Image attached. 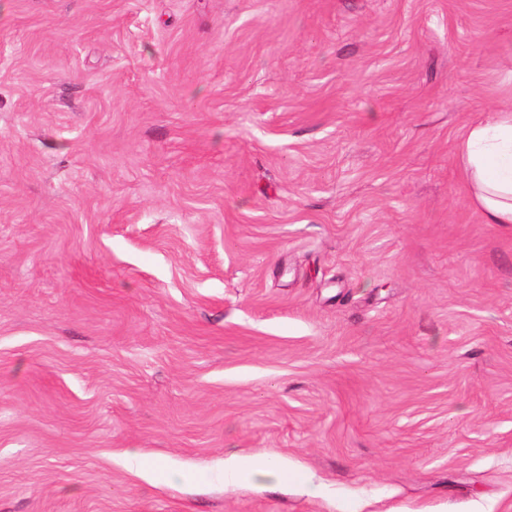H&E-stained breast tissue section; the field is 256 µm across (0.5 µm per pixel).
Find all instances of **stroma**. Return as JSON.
Wrapping results in <instances>:
<instances>
[{"label": "stroma", "mask_w": 512, "mask_h": 512, "mask_svg": "<svg viewBox=\"0 0 512 512\" xmlns=\"http://www.w3.org/2000/svg\"><path fill=\"white\" fill-rule=\"evenodd\" d=\"M510 102L512 0H0V512H512ZM457 160L484 223L512 225V107L471 124L459 140Z\"/></svg>", "instance_id": "1"}]
</instances>
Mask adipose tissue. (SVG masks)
Masks as SVG:
<instances>
[{
	"label": "adipose tissue",
	"mask_w": 512,
	"mask_h": 512,
	"mask_svg": "<svg viewBox=\"0 0 512 512\" xmlns=\"http://www.w3.org/2000/svg\"><path fill=\"white\" fill-rule=\"evenodd\" d=\"M457 160L484 223L512 225V107L471 124L459 140Z\"/></svg>",
	"instance_id": "obj_1"
}]
</instances>
